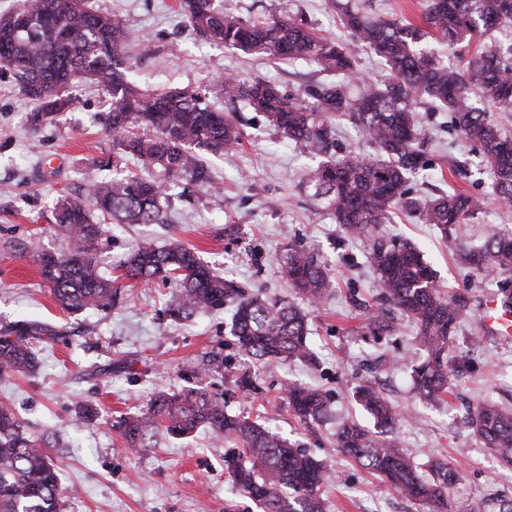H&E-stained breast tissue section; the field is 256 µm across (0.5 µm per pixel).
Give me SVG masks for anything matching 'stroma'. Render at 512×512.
<instances>
[{
    "mask_svg": "<svg viewBox=\"0 0 512 512\" xmlns=\"http://www.w3.org/2000/svg\"><path fill=\"white\" fill-rule=\"evenodd\" d=\"M89 3L96 11L120 15L130 31L144 38V45L126 48L132 77L144 91L174 85L210 92L217 77L230 74L260 78L288 93L319 77L316 66L303 60L286 64L210 44L192 31L177 0ZM228 3L250 20L273 8L302 19L320 35L347 36L331 0ZM77 96L73 111L59 114L55 123L34 133L26 122L30 101L8 75L0 74V325L32 319L64 334L43 345L35 374L0 378V404L33 435L58 440L50 454L62 488L63 512H256L254 504L233 489L224 470L230 442L209 430L200 429L188 438L161 436L154 447L137 452L123 443L119 419L145 410L158 391L172 392L200 381L211 393L225 395L229 412L259 420L333 462L336 479L324 494L327 512L416 509L378 476L336 451L337 423L365 418L352 397L354 386L365 377L376 382L400 412L414 415V422L399 430L401 447L418 464L437 455L458 470L461 480L451 492L453 505L463 510L483 499L492 486L512 497V468L498 463L464 424L467 406L482 400L512 408V343L484 336L473 355L476 374L436 403L413 395L405 371L387 368L366 374V365L382 351L421 358L414 327L403 324L376 341L355 335L362 313L351 300L368 301L375 293L366 262L371 241L351 238L338 224L316 214L313 199L302 188L307 159L280 141L261 114L242 104H235L234 110L246 122V137L223 157H209L211 184L187 196L182 185H175L168 226L106 225L98 259L106 274L119 278L118 266L133 240L147 236L161 242L172 231L246 293L290 299L294 292L278 273L277 256L286 243L302 245L328 265L338 283L309 318L315 365H268L240 355L230 334L228 305L187 322L165 318L173 290L159 281L119 279L120 300L112 309L78 315L63 310L42 283L36 254L63 251V238L48 222L54 201L60 192L84 186L92 159L112 150L100 123L109 107L107 94L84 84ZM417 110L430 144L428 168L415 190L431 194L447 188L452 162L465 164L461 187L484 196L486 205L474 222L462 226L463 241L477 242L491 228L512 230V207L498 202L479 152L456 141L447 113L431 111L425 103ZM228 224L237 225L234 236H225ZM379 232L415 242L444 286L470 289L471 309L459 336L479 333L484 303L494 288L469 276L454 243L435 226L415 223L402 213L380 225ZM214 354L223 357V367L201 376L203 361ZM118 360L122 368L98 374V366ZM245 373L257 384L248 394L233 387ZM291 381L325 391L329 421L313 431L296 423L283 397ZM83 403L91 405L95 415L79 426L75 419Z\"/></svg>",
    "mask_w": 512,
    "mask_h": 512,
    "instance_id": "35a3bbf8",
    "label": "stroma"
}]
</instances>
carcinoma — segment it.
I'll return each instance as SVG.
<instances>
[{
    "label": "carcinoma",
    "mask_w": 512,
    "mask_h": 512,
    "mask_svg": "<svg viewBox=\"0 0 512 512\" xmlns=\"http://www.w3.org/2000/svg\"><path fill=\"white\" fill-rule=\"evenodd\" d=\"M179 10L197 35L228 50L305 60L330 76L296 93L261 79L227 76L216 82L217 97L226 104L244 102L315 160L306 173V191L346 235L370 236L401 210L454 241L461 225L482 212L484 200L473 194L450 189L422 197L409 187L427 166L416 115L422 99L450 115L461 144L480 147L498 200L512 205V128L493 117L512 112V46L489 37L512 24V0H428L421 26L383 17L372 0H336L347 40L319 36L287 14L248 21L224 6V0H179ZM432 35L450 47L472 48L465 67L452 68L429 54L424 40ZM130 39L120 17L90 10L87 0H23L20 9L0 14V60L34 103L27 116L31 130L73 110L75 91L84 83L110 97L102 124L112 152L93 159L90 168H113L116 177H91L83 189L58 197L53 220L67 249L38 255L43 283L57 304L73 314L116 303L119 288L103 274L97 258L104 223H164L171 183L156 179L153 171L205 186L211 182L206 155H222L244 138L234 116L199 92L177 87L141 91L122 54ZM362 48L383 61L387 75L353 93L346 78L356 75ZM335 116L356 126L365 150H348L337 142ZM458 252L471 273L495 282L494 297L512 311V232L491 230L481 244H461ZM277 262L283 277L311 304H320L334 287L326 266L302 248L289 246ZM367 263L377 283L379 315L367 319L357 334L376 339L394 331L400 319L411 320L426 352L424 360L407 366L413 390L425 401L442 400L455 381L474 372L472 357L457 349L458 326L471 295L440 285L419 249L404 239L373 238ZM120 268L123 278H154L177 288L165 309L175 322L233 305L230 332L244 356L264 364H315L301 307L245 294L174 233L162 246L151 239L135 241ZM56 339L58 333L38 321L4 325L0 376L36 372V346ZM353 397L372 418L373 428L353 419L342 422L336 430L337 451L426 512H453L450 492L459 472L433 457L427 474L420 473L396 439L406 417L367 381L354 388ZM285 401L306 427L329 416V401L319 389L290 383ZM225 405V399L200 385L162 392L145 412L119 421V429L127 447L146 449L160 435L188 437L207 428L239 447L224 456L226 470L261 512H325L323 493L334 479L333 468L264 425L228 413ZM469 427L499 461L512 465V410L483 402L470 412ZM48 447L16 415L0 408V512H61L59 477ZM469 512H512V498L490 493Z\"/></svg>",
    "instance_id": "1"
}]
</instances>
